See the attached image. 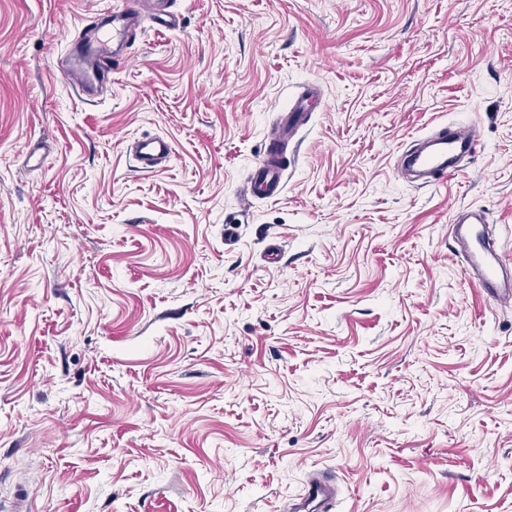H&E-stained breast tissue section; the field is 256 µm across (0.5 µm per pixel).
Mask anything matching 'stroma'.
Returning a JSON list of instances; mask_svg holds the SVG:
<instances>
[{
  "mask_svg": "<svg viewBox=\"0 0 512 512\" xmlns=\"http://www.w3.org/2000/svg\"><path fill=\"white\" fill-rule=\"evenodd\" d=\"M108 4L0 0V510L290 512L323 471L331 512H512V306L448 234L485 209L512 258V0H177L83 99ZM470 116L455 177L399 178ZM315 97V89L311 88L306 94L293 99L287 110L281 111L276 133L271 139L272 143L263 149L251 168L247 191L266 199L281 196L284 189V174L288 170V162L284 158V143H289L306 123L310 103ZM173 149L170 142L163 137H152L138 140L135 153L141 169L152 171L163 161L170 159Z\"/></svg>",
  "mask_w": 512,
  "mask_h": 512,
  "instance_id": "obj_1",
  "label": "stroma"
}]
</instances>
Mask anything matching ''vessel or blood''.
Segmentation results:
<instances>
[{"mask_svg":"<svg viewBox=\"0 0 512 512\" xmlns=\"http://www.w3.org/2000/svg\"><path fill=\"white\" fill-rule=\"evenodd\" d=\"M171 0H125L124 7L101 10L94 25L99 36L87 44L71 43V62L63 74L78 92L93 95L109 79L112 65L117 58V47L127 46L136 37L139 14L143 7H150L163 17L169 27L177 22L170 16ZM315 91L292 100L284 110L276 133L269 147L263 149L248 177L249 192L267 199L279 198L284 189V174L288 164L284 158V145L305 124ZM479 143L477 124H439L431 136V150L418 153L408 162L419 169L428 182H445L460 170L459 160L474 154ZM173 149L162 137L138 140L135 153L143 170L149 171L169 160ZM454 243L467 278L480 288L486 297L498 305L512 303V259L507 258L495 245L488 231L484 211L469 210L460 213L450 227ZM336 481L331 473H321L307 483L303 494L293 506V512H328L336 496Z\"/></svg>","mask_w":512,"mask_h":512,"instance_id":"1","label":"vessel or blood"}]
</instances>
